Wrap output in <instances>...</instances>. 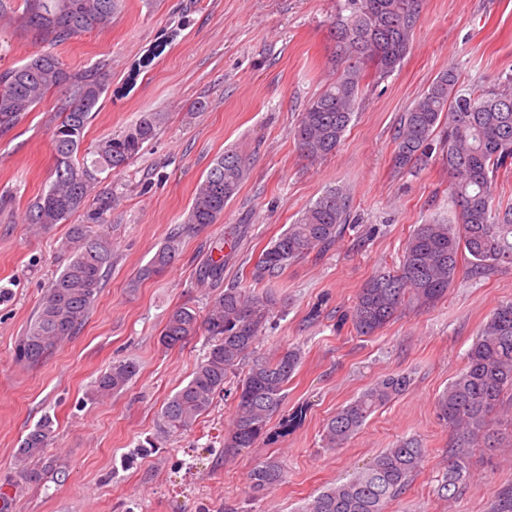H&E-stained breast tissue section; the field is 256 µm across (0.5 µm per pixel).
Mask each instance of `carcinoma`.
Listing matches in <instances>:
<instances>
[{
	"instance_id": "carcinoma-1",
	"label": "carcinoma",
	"mask_w": 512,
	"mask_h": 512,
	"mask_svg": "<svg viewBox=\"0 0 512 512\" xmlns=\"http://www.w3.org/2000/svg\"><path fill=\"white\" fill-rule=\"evenodd\" d=\"M422 0H344L330 26L336 80L313 97L299 114L293 130L300 151L311 160L336 152L363 94L367 68L376 79L389 77L406 57ZM123 0H0V14L18 13L19 21L35 31L49 49L28 62L0 71V132L9 130L40 104L47 93L65 90L66 102L54 132L55 179L32 203L29 223L46 227L61 224L87 209L88 224H103L114 194L89 198L99 175L125 168L153 141L160 115L145 112L121 134L99 141L92 159H78L87 126L99 109L106 85L98 73L77 74L65 67L53 47L108 24ZM394 166L398 170L428 164L439 145L448 167V191L456 223L420 224L410 234L400 265L379 270L364 284L344 319L361 335L386 326L403 308L430 307L448 294L459 258L466 257L469 274L486 278L512 266V203L495 202L493 183L500 171L512 169V77L497 87L459 84L452 68L438 74L427 90L400 116L394 131ZM248 169L233 151L224 152L196 188L186 223L215 224L238 194ZM350 197L330 190L310 205L296 223L288 225L255 259L250 277L261 284L291 262L332 246L345 233ZM88 224L71 227L67 247L71 258L46 289L15 358L33 364L56 345L75 336L104 285L112 264V245ZM182 245L180 230H172L144 266L139 278L158 275L170 266ZM199 280L220 289L204 319L209 336L205 354L192 378L165 402L160 433L191 428L224 392L230 375L247 367L236 382V416L224 436V455L254 448L270 434L271 415L281 405L284 390L301 364L297 348L268 358L255 353L256 344L271 320L277 301L269 293H246L224 283V257L201 266ZM199 316L187 307L171 310L160 332L166 348L180 347L199 329ZM132 361L112 364L94 382L104 398L124 389L136 375ZM407 374L389 375L358 397L340 406L325 423V447L340 449L380 407L405 392ZM512 389V301L497 306L467 352L465 368L448 383L436 404L437 419L455 435L437 488L440 499L451 502L469 478L470 449L484 443L497 448L489 417L505 404ZM55 438L54 421L44 416L20 443L16 460L31 482L44 470L28 467L44 459ZM425 451L415 438L399 441L374 457L346 481L333 484L305 503L299 512H386L388 504L408 486L422 467ZM278 460L268 457L250 474L256 492L275 488L280 481ZM486 512H512V485L500 488Z\"/></svg>"
}]
</instances>
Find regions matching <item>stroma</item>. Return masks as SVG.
I'll use <instances>...</instances> for the list:
<instances>
[{
	"label": "stroma",
	"mask_w": 512,
	"mask_h": 512,
	"mask_svg": "<svg viewBox=\"0 0 512 512\" xmlns=\"http://www.w3.org/2000/svg\"><path fill=\"white\" fill-rule=\"evenodd\" d=\"M342 0H125L104 28L57 46L70 70L100 68L107 87L85 138L94 146L144 112L162 115L157 138L119 175L107 179L119 202L107 214L112 268L77 335L34 364L17 363L40 300L67 262L68 222L38 230L31 204L53 181L54 130L61 89L0 133V492L8 512H297L311 496L364 468L398 440L416 437L423 468L388 512H485L512 485V453L473 449L470 478L451 503L437 495L452 433L435 402L465 365L466 353L498 304L512 300V267L473 281L459 271L433 308H406L371 336L344 314L378 269L399 265L420 224L449 219L448 168L397 171L393 133L402 112L443 70L464 86H493L512 75V0H424L410 50L385 80L369 81L339 149L312 161L293 129L308 101L332 78L329 27ZM18 21L0 25V71L43 50ZM249 168L247 180L214 224L186 221L197 184L224 150ZM351 199V222L335 245L292 262L266 281L279 300L258 351L300 347L271 427L296 409L302 423L278 441L219 457L233 422L232 394L218 397L188 431L159 433L160 410L184 386L206 351L198 333L181 348L159 342L167 314L187 306L206 316L212 289L197 285L210 254L227 247L224 280L249 289L254 260L326 190ZM179 255L159 276L137 281L174 227ZM317 320H309L314 306ZM137 374L106 398L92 385L112 362ZM410 389L372 414L339 450L322 446L336 409L392 373ZM57 437L41 484L26 480L15 453L44 416ZM282 467L278 485L253 494L249 474L264 458Z\"/></svg>",
	"instance_id": "35a3bbf8"
}]
</instances>
